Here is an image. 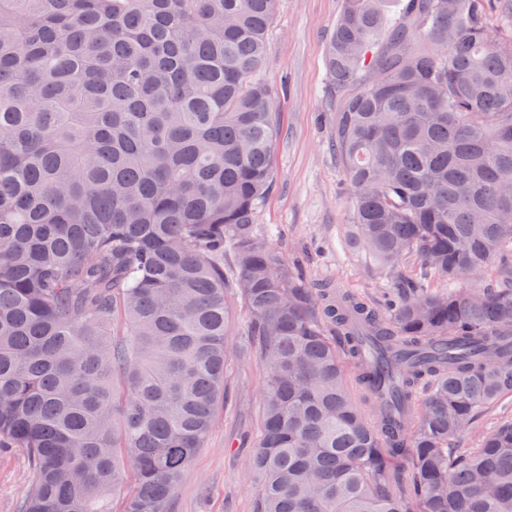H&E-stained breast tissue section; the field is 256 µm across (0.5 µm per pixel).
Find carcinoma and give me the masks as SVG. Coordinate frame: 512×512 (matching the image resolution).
I'll return each mask as SVG.
<instances>
[{
  "label": "carcinoma",
  "instance_id": "obj_1",
  "mask_svg": "<svg viewBox=\"0 0 512 512\" xmlns=\"http://www.w3.org/2000/svg\"><path fill=\"white\" fill-rule=\"evenodd\" d=\"M385 2L344 0L326 58L351 232L398 279L379 307L255 224L279 0H0L21 512H112L130 479L123 512H172L224 399L229 290L264 374L256 512H512V418L465 446L512 394V28L487 0H395L388 26Z\"/></svg>",
  "mask_w": 512,
  "mask_h": 512
}]
</instances>
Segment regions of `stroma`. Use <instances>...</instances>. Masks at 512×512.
I'll list each match as a JSON object with an SVG mask.
<instances>
[{
	"label": "stroma",
	"instance_id": "1",
	"mask_svg": "<svg viewBox=\"0 0 512 512\" xmlns=\"http://www.w3.org/2000/svg\"><path fill=\"white\" fill-rule=\"evenodd\" d=\"M343 3L279 0L259 78L273 92L280 129L270 159L274 186L256 222L284 255L307 251L311 278L340 279L376 302L387 275L349 238L350 191L332 147L336 95L325 55ZM228 339L233 355L224 371L227 397L205 448L177 485L175 512H255L256 484L245 473L241 446L258 434L263 372L253 356L248 314L238 303ZM29 480L24 455L0 453V512H18Z\"/></svg>",
	"mask_w": 512,
	"mask_h": 512
}]
</instances>
